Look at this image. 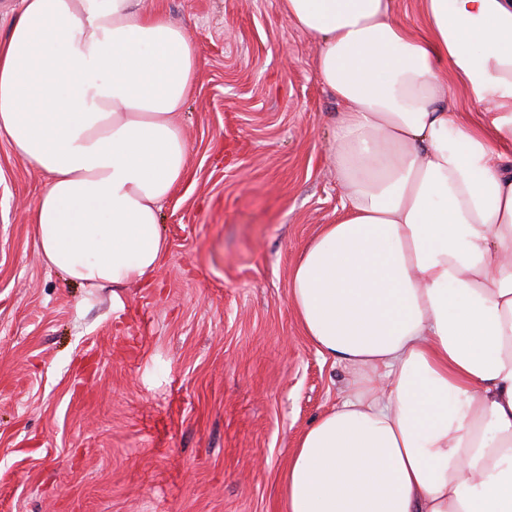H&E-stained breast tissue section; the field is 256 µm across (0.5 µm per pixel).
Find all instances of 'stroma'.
<instances>
[{"label": "stroma", "mask_w": 512, "mask_h": 512, "mask_svg": "<svg viewBox=\"0 0 512 512\" xmlns=\"http://www.w3.org/2000/svg\"><path fill=\"white\" fill-rule=\"evenodd\" d=\"M194 41L187 175L149 284L41 259L46 178L0 138V512H284L300 435L350 379L304 336L289 274L341 200L340 105L281 0H145Z\"/></svg>", "instance_id": "stroma-1"}]
</instances>
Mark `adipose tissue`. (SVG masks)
Here are the masks:
<instances>
[{
  "mask_svg": "<svg viewBox=\"0 0 512 512\" xmlns=\"http://www.w3.org/2000/svg\"><path fill=\"white\" fill-rule=\"evenodd\" d=\"M143 2L22 0L0 40V138L47 178L44 263L86 288L159 268L186 174L200 60ZM421 4L416 33L395 0H283L342 106L341 209L290 300L352 374L297 442L285 512H512V0Z\"/></svg>",
  "mask_w": 512,
  "mask_h": 512,
  "instance_id": "obj_1",
  "label": "adipose tissue"
}]
</instances>
